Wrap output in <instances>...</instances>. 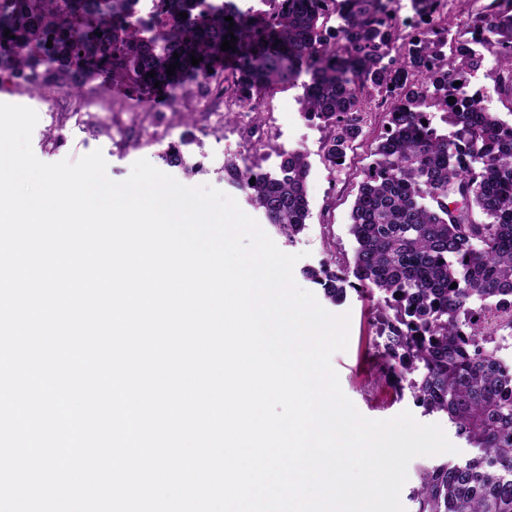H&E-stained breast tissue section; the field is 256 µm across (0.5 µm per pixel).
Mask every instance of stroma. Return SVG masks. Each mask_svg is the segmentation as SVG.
Listing matches in <instances>:
<instances>
[{"label":"stroma","mask_w":512,"mask_h":512,"mask_svg":"<svg viewBox=\"0 0 512 512\" xmlns=\"http://www.w3.org/2000/svg\"><path fill=\"white\" fill-rule=\"evenodd\" d=\"M302 92V87L295 85L261 97V140L256 144L249 143L246 135L251 124L248 109H241L238 117L229 119L225 116L226 104L222 101L204 105L192 96L176 104L157 101L156 107L162 114L167 132V144L178 145L187 165H198L199 170L194 174L185 173L184 168L166 167L161 159L164 146L155 145L150 138L140 139L129 149L120 146L117 131L129 124L132 106V92L123 84L103 87L93 81L81 91L82 98L90 103V112L105 121L107 128L103 131L72 123L59 128L55 112L47 111L40 97L30 94L24 85L0 92V102L24 105L37 112L39 120L31 143L34 154L42 162L55 163L66 158L75 161L98 149L107 162L109 178L121 182L129 177L133 163L144 158L157 169L166 170L183 185H209L223 191L251 216L255 215V208L248 204L243 191L226 181L225 165L246 160L262 164L264 171L273 172L279 166L282 152H303L310 165L307 227L295 242H287L278 234L273 240L284 253L298 255L294 279L300 288L311 292L315 286L307 278V270L318 268L332 252L344 259L353 255L355 242L349 233L350 211L358 184L371 162L370 146L382 131L384 122L382 113H369L364 134L349 151L343 169H328L322 160V129L299 112L298 97ZM326 309L334 314L347 312L351 315L348 348L334 353L331 363L339 375L344 394L363 416L382 420L408 410L420 423L447 426V417L424 414L411 399L398 398L385 386L374 387L377 372L370 344L375 329L370 321L366 294L348 291L343 303L327 304ZM454 445L456 454L419 456L410 461L408 479L400 494L406 512H415L413 493L423 468L453 459L462 461L470 456L471 450L462 440H455Z\"/></svg>","instance_id":"35a3bbf8"}]
</instances>
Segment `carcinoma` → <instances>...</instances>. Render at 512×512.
Returning a JSON list of instances; mask_svg holds the SVG:
<instances>
[{
  "instance_id": "1",
  "label": "carcinoma",
  "mask_w": 512,
  "mask_h": 512,
  "mask_svg": "<svg viewBox=\"0 0 512 512\" xmlns=\"http://www.w3.org/2000/svg\"><path fill=\"white\" fill-rule=\"evenodd\" d=\"M137 2L5 0L0 40L11 51L0 54V91L20 82L39 88L44 75L33 56L48 27L61 34L52 71L61 90L76 95L88 81L119 82L146 93L136 99L140 110L156 90L227 95L244 106L304 74L300 112L320 122L332 170L363 134L369 102L380 98L388 129L374 140L357 187L353 258L331 253L308 277L334 303L349 288L375 299L380 373L398 396L448 415L456 436L475 449L462 462L422 472L415 512H512V369L484 340L487 316L512 308V123L471 88L473 74L485 70L512 112V0L467 8L457 38L448 28L451 0H409L418 29L407 40L399 0H269L263 14L237 0H160L159 14L172 24L152 36L136 19ZM79 23L102 36L90 42L71 34ZM230 35L233 49L220 50ZM193 55L203 57L196 66ZM437 112L444 129L434 123ZM309 172L299 151L283 153L274 174L226 168L290 242L310 214Z\"/></svg>"
}]
</instances>
